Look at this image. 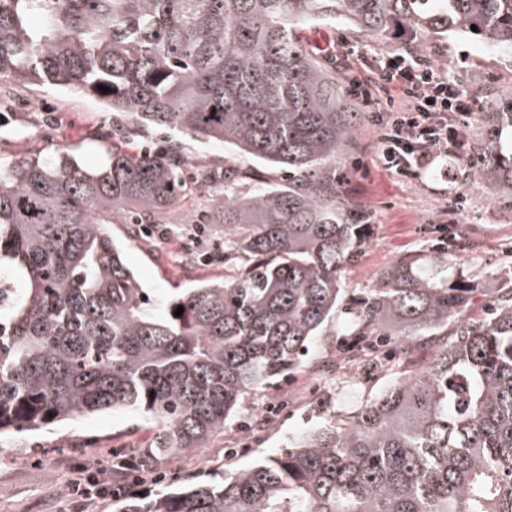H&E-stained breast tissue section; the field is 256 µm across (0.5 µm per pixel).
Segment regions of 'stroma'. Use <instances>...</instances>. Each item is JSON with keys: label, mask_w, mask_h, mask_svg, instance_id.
Here are the masks:
<instances>
[{"label": "stroma", "mask_w": 512, "mask_h": 512, "mask_svg": "<svg viewBox=\"0 0 512 512\" xmlns=\"http://www.w3.org/2000/svg\"><path fill=\"white\" fill-rule=\"evenodd\" d=\"M306 38L334 55L336 75L341 79L358 68L356 49L367 46L385 56L401 51L403 43L398 34L369 42L343 25L308 31ZM426 57L464 83L482 101L484 111L493 110L498 94L512 90V59L487 47L467 40L433 41ZM4 102L12 114L0 128V154L7 157L32 148L69 145L82 150L84 161L92 165L96 158L88 153V144H112L137 153L160 148L167 138L165 132L129 121L122 140L112 141V115L92 96L30 85L16 88ZM181 145L190 162L214 167L230 162L251 169L257 184L271 187L283 182L282 171L260 166L230 147L205 145L188 137L182 138ZM377 153L378 129L366 117L354 145L336 158V180L345 201L363 208L374 226L364 255L343 270V284L352 292L369 287L404 255L432 251L449 224L454 231L449 253L458 268L474 277L475 306L488 304L493 276L512 269V201L494 198L482 185L467 179L464 155L438 157L419 175L406 177L383 169ZM456 196L465 198L466 207L454 215L448 203ZM167 216L166 223L141 238L132 237L122 216H114L109 226L157 307L173 289L224 276L223 263L190 266L171 258L189 237L200 249H223L224 227L212 223L206 195L187 192ZM350 319V311L339 312L314 342L310 362L275 388L248 395L238 415L208 448L163 461L155 473L145 474L142 483L131 489V496L152 498L171 483L209 481L277 455L290 438L317 424L330 406L356 405L384 389L390 375L367 373L351 384L347 372L336 368V353ZM154 435L153 424L122 411L54 425L39 434L0 435V512H115L117 504L108 497L91 499L83 510H76L66 494V479L88 459L111 467L114 449L148 447Z\"/></svg>", "instance_id": "35a3bbf8"}]
</instances>
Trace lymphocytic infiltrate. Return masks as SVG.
<instances>
[{"label": "lymphocytic infiltrate", "instance_id": "obj_1", "mask_svg": "<svg viewBox=\"0 0 512 512\" xmlns=\"http://www.w3.org/2000/svg\"><path fill=\"white\" fill-rule=\"evenodd\" d=\"M360 63L363 72L348 80L346 92L379 129L381 166L413 176L434 155L463 150L482 103L456 77L412 54L364 55Z\"/></svg>", "mask_w": 512, "mask_h": 512}]
</instances>
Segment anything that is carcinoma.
<instances>
[{
    "instance_id": "cac0c4a2",
    "label": "carcinoma",
    "mask_w": 512,
    "mask_h": 512,
    "mask_svg": "<svg viewBox=\"0 0 512 512\" xmlns=\"http://www.w3.org/2000/svg\"><path fill=\"white\" fill-rule=\"evenodd\" d=\"M338 22L374 40L403 31L419 56L433 35L512 57V0H0V93L94 96L288 173L245 191L234 165L195 171L224 225V280L157 311L107 224L163 223L190 187L179 141L106 149L95 167L64 145L0 158V433L140 414L153 443L116 468L149 472L207 447L245 396L303 366L347 292L339 272L373 236L336 182L362 114L303 38ZM479 140L471 178L512 199L511 91L481 113ZM474 288L446 256L401 258L353 298L349 335L372 346L390 329L407 354L431 334L427 369L326 414L276 457L118 512H512V272L479 311Z\"/></svg>"
}]
</instances>
